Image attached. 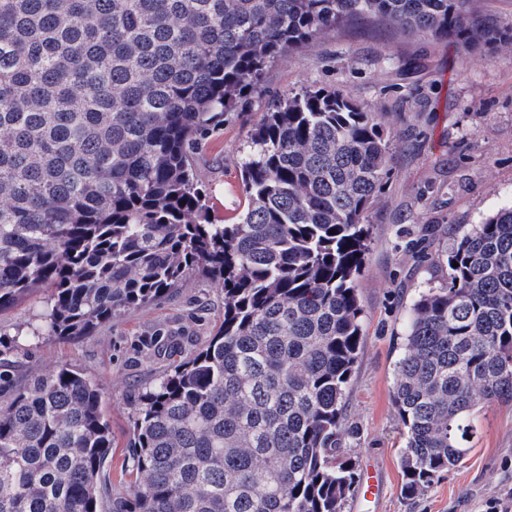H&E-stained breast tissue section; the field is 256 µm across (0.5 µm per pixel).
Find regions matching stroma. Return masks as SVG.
I'll use <instances>...</instances> for the list:
<instances>
[{
  "instance_id": "obj_1",
  "label": "stroma",
  "mask_w": 512,
  "mask_h": 512,
  "mask_svg": "<svg viewBox=\"0 0 512 512\" xmlns=\"http://www.w3.org/2000/svg\"><path fill=\"white\" fill-rule=\"evenodd\" d=\"M302 89H339L365 109L386 111L392 139L390 178L366 218L370 250L357 279L365 336L345 404L353 429L347 457L357 472L379 470L382 493L362 504L350 491L342 512H486L512 492V403L483 405L470 453L409 500L401 492L393 388L410 307L446 280L460 227L512 205V56L360 24L269 65L260 89L199 141L195 174L209 222L238 221L247 205L239 167L252 130L268 103ZM52 293L43 287L0 315V391L17 390L48 365L74 366L94 378L112 427L103 481L111 494L129 495L134 403L216 333L224 292L192 275L74 341L42 333Z\"/></svg>"
}]
</instances>
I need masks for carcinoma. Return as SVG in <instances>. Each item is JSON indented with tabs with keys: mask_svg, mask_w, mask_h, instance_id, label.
<instances>
[{
	"mask_svg": "<svg viewBox=\"0 0 512 512\" xmlns=\"http://www.w3.org/2000/svg\"><path fill=\"white\" fill-rule=\"evenodd\" d=\"M358 22L512 54L473 0H0V312L49 285L48 335L79 339L194 272L224 290L220 329L137 398L126 498L101 482L98 382L54 365L0 397V512H341L387 113L273 101L235 224L207 222L192 155L269 64ZM393 400L408 499L468 454L481 405L512 403V206L413 301Z\"/></svg>",
	"mask_w": 512,
	"mask_h": 512,
	"instance_id": "carcinoma-1",
	"label": "carcinoma"
}]
</instances>
